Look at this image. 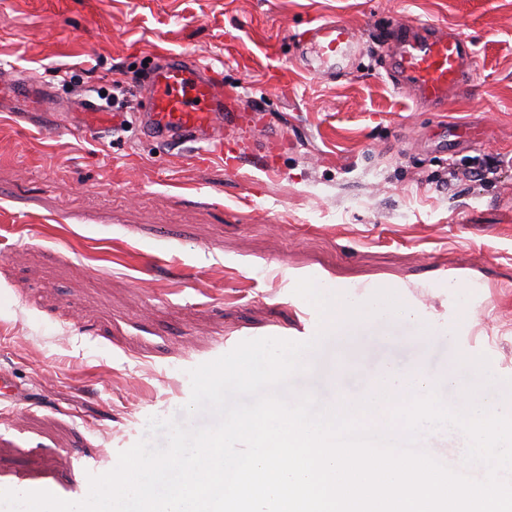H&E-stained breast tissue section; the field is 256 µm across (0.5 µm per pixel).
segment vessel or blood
Masks as SVG:
<instances>
[{
  "mask_svg": "<svg viewBox=\"0 0 512 512\" xmlns=\"http://www.w3.org/2000/svg\"><path fill=\"white\" fill-rule=\"evenodd\" d=\"M305 69L318 78H336L351 55L361 52L353 29L339 21L316 24L295 36ZM387 76L416 104L439 108L466 86L475 53L458 34L436 24L401 20L393 23L387 47ZM9 94L31 112L52 111V101L35 82L7 79ZM139 112H108L95 104L66 121L69 129L97 134L138 123L144 138L161 145L192 143L223 154L226 169L248 158L269 173L279 172L278 159L288 140L283 128L261 108L227 111L224 72L198 59L161 54L142 77Z\"/></svg>",
  "mask_w": 512,
  "mask_h": 512,
  "instance_id": "obj_1",
  "label": "vessel or blood"
}]
</instances>
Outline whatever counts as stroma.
<instances>
[{"mask_svg":"<svg viewBox=\"0 0 512 512\" xmlns=\"http://www.w3.org/2000/svg\"><path fill=\"white\" fill-rule=\"evenodd\" d=\"M402 17L475 46L447 108L417 106L384 69L381 33ZM339 20L365 45L336 80L293 42ZM163 52L222 68L237 108L261 105L290 144L256 161L159 146L135 126L89 136L0 106V371L20 387L0 420V489L74 501L150 417L178 415L189 370L241 341L321 331L298 280L395 292L418 326L364 331L359 350L313 355L293 393L330 404L328 377L362 388L373 366L487 356L512 406V0H0V74L30 77L76 111L121 82L131 109ZM484 165L488 180L449 181Z\"/></svg>","mask_w":512,"mask_h":512,"instance_id":"obj_1","label":"stroma"}]
</instances>
